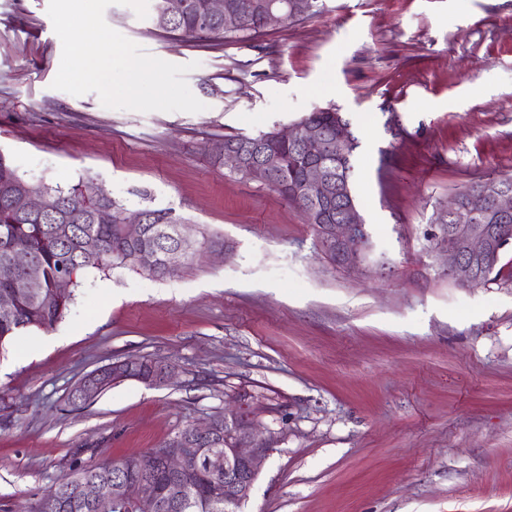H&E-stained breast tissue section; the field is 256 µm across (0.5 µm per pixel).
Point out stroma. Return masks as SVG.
Segmentation results:
<instances>
[{"mask_svg": "<svg viewBox=\"0 0 512 512\" xmlns=\"http://www.w3.org/2000/svg\"><path fill=\"white\" fill-rule=\"evenodd\" d=\"M48 6L0 0V153L36 185L90 178L127 210L172 208L233 251L162 278L92 272L53 330L0 354V512H27L75 460L145 452L240 394L278 434L242 512H512V283L421 271L436 208L512 174V0H327L218 49L107 7L148 54L195 63L198 113L52 89ZM327 107L359 140L354 190L390 276L331 267L296 206L210 161L217 137ZM143 356L173 364V382L69 405L87 373ZM312 2V3H311ZM325 0H294L290 4L291 16L296 17L305 15L312 7L309 14L305 17L291 18L289 24H301L316 16L321 15L326 10Z\"/></svg>", "mask_w": 512, "mask_h": 512, "instance_id": "35a3bbf8", "label": "stroma"}]
</instances>
